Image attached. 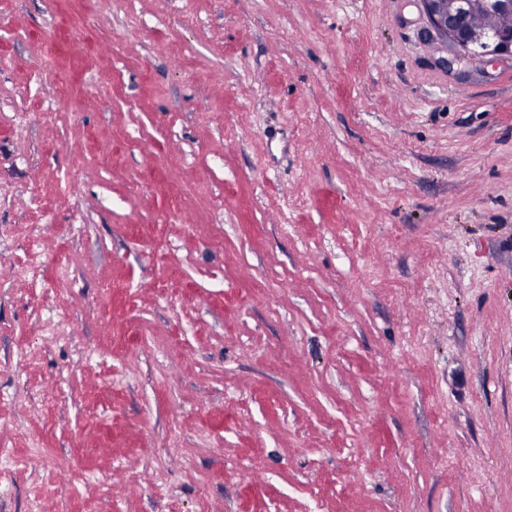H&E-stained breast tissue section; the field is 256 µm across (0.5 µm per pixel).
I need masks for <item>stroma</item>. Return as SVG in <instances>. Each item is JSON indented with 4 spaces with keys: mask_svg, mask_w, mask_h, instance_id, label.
<instances>
[{
    "mask_svg": "<svg viewBox=\"0 0 512 512\" xmlns=\"http://www.w3.org/2000/svg\"><path fill=\"white\" fill-rule=\"evenodd\" d=\"M435 58L418 0H0V512H512V59Z\"/></svg>",
    "mask_w": 512,
    "mask_h": 512,
    "instance_id": "obj_1",
    "label": "stroma"
}]
</instances>
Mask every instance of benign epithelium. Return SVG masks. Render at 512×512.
I'll return each mask as SVG.
<instances>
[{
  "mask_svg": "<svg viewBox=\"0 0 512 512\" xmlns=\"http://www.w3.org/2000/svg\"><path fill=\"white\" fill-rule=\"evenodd\" d=\"M422 13L446 47L442 64L452 73L462 64L479 69L512 57V27H486L474 21L476 13L512 19V0H419Z\"/></svg>",
  "mask_w": 512,
  "mask_h": 512,
  "instance_id": "obj_1",
  "label": "benign epithelium"
}]
</instances>
